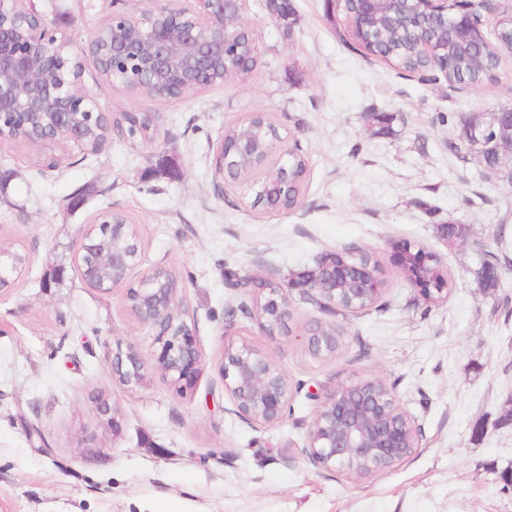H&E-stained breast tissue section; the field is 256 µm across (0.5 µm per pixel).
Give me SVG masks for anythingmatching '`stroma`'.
<instances>
[{
	"label": "stroma",
	"instance_id": "35a3bbf8",
	"mask_svg": "<svg viewBox=\"0 0 512 512\" xmlns=\"http://www.w3.org/2000/svg\"><path fill=\"white\" fill-rule=\"evenodd\" d=\"M293 4L287 30L266 17L264 0H247L260 45L252 73L182 99L131 94L84 57L82 82L101 105L155 114L153 142L115 136L95 154L0 143V174L12 175L0 240L30 256L0 295V512H512L499 479L512 469V423L499 422L512 394V316L492 313L512 297V184L481 177L475 156L448 148L460 115L512 107V55L478 89L424 82L354 50L343 13L325 0ZM147 6L37 4L83 39L113 9ZM369 112L391 115L390 134L373 133ZM441 112L452 123H439ZM256 113L309 158L294 210L253 206L246 185L215 174L225 131ZM81 189L86 203L70 211ZM104 208L124 213L139 238L129 282L157 265L178 277L203 357L187 391L154 371V338L123 290L102 294L81 279L79 230ZM441 224L466 225L467 242L447 246ZM476 240L499 265L495 291L477 281ZM398 241L440 256L447 298L424 299L396 271ZM351 245L384 269L375 307L322 309L290 287L319 256ZM230 272L287 286L291 314L276 336L250 317L254 297L230 287ZM314 320L340 328L336 353L316 357L300 343ZM230 340L262 349L287 376L292 410L279 423L256 427L235 414L217 369ZM120 344L152 369L139 390L112 377ZM375 377L421 429L418 447L366 478L312 466L301 453L318 409L312 393ZM101 392L121 415L120 436L98 423ZM88 434L85 454L77 441Z\"/></svg>",
	"mask_w": 512,
	"mask_h": 512
}]
</instances>
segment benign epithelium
I'll use <instances>...</instances> for the list:
<instances>
[{
    "label": "benign epithelium",
    "mask_w": 512,
    "mask_h": 512,
    "mask_svg": "<svg viewBox=\"0 0 512 512\" xmlns=\"http://www.w3.org/2000/svg\"><path fill=\"white\" fill-rule=\"evenodd\" d=\"M138 15L115 11L109 21L111 36L105 45L112 58L130 57L136 70L126 88L142 91L146 82L163 83L184 97L200 88L197 79L209 73L210 63L238 57V29L247 31L252 51L258 40L254 29L243 21L246 0H194L192 10L173 8L160 0ZM356 8L346 12L348 33H363L379 15L408 16L422 27L441 23L448 37L461 44L485 41L482 16L498 11V0H353ZM38 15L35 0H0V140L23 139L37 147L58 141L84 143L89 127L108 117L99 102L82 85V58L98 51L96 36L80 41L73 34L29 21ZM429 71L448 74L451 61L448 46L423 43ZM486 126L499 133L488 140ZM463 144L476 151L478 161L491 177L512 180V109L474 112L462 121ZM278 135H255L250 128L231 143L223 142L216 160V172L228 174L241 165H260L278 155L277 166L286 173L298 149L278 150ZM283 183L270 178L260 185V194L271 200L269 210H279ZM124 228L112 227L100 237L94 224L80 228L81 257L89 267L82 270L85 284L102 294L119 287L118 276H127L137 263L138 249L120 243ZM392 259L408 283L427 298L444 292L435 276L424 270L428 263L447 278L441 258L432 252L415 253L411 244L392 245ZM26 267L0 253V293L11 289L15 276ZM383 274L354 254L331 262L328 254L317 258L315 267L298 282L303 295L322 307L336 306L340 292L349 293L350 311L364 310L363 303L382 295ZM269 288L264 295L260 327L269 335L285 325L290 301L283 289ZM138 324L151 329L159 344L154 369L182 387L190 388L201 372L202 353L178 297V280L156 284L143 277L131 289ZM314 354L336 348V337L322 332V323L311 324L301 336ZM224 391L231 397L235 414L253 425L279 422L290 399L288 378L262 352L245 343L224 344L219 364ZM112 375L122 386L136 390L147 383L148 369L131 346L112 354ZM318 410L308 432L302 454L317 468L337 469L369 476L393 467L418 447L420 435L395 396L381 394L370 379L340 382L316 397ZM100 423L121 433L122 426L108 399L95 402Z\"/></svg>",
    "instance_id": "obj_1"
}]
</instances>
